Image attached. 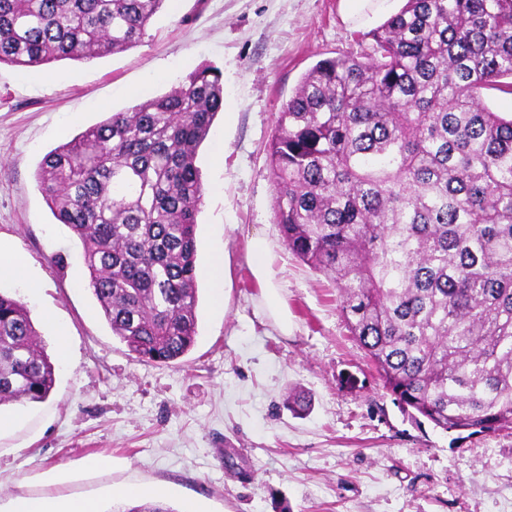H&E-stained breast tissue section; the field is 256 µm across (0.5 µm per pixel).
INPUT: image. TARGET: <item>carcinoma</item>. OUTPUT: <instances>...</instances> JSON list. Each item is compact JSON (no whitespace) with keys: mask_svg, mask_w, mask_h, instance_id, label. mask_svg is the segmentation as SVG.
I'll return each instance as SVG.
<instances>
[{"mask_svg":"<svg viewBox=\"0 0 512 512\" xmlns=\"http://www.w3.org/2000/svg\"><path fill=\"white\" fill-rule=\"evenodd\" d=\"M165 0H0V65L136 46ZM358 52L323 59L267 147L288 251L329 278L349 333L406 413L444 431L512 429V0H406ZM224 110L204 63L44 156L55 218L135 359L195 345L200 145ZM55 364L0 292V405L40 402Z\"/></svg>","mask_w":512,"mask_h":512,"instance_id":"carcinoma-1","label":"carcinoma"}]
</instances>
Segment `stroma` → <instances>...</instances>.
Instances as JSON below:
<instances>
[{
  "label": "stroma",
  "instance_id": "1",
  "mask_svg": "<svg viewBox=\"0 0 512 512\" xmlns=\"http://www.w3.org/2000/svg\"><path fill=\"white\" fill-rule=\"evenodd\" d=\"M377 26L347 19L341 0H166L130 50L0 65V244L25 256L40 292L13 276L0 290L27 305L56 358L50 395L16 406L18 424L0 433V504L93 494L123 512L112 489L137 484L177 512H512V430L460 440L402 412L348 333L332 282L288 253L275 224L267 146L283 102L317 61L357 50ZM204 63L223 73L224 110L196 161L197 261L227 254L224 306L199 279L196 344L159 366L113 336L81 244L35 174L50 150ZM256 235L292 315L285 336L263 316L248 267ZM57 324L70 337L64 360ZM295 394L304 408L289 407ZM98 456L111 470L86 471ZM56 471L69 480L47 483Z\"/></svg>",
  "mask_w": 512,
  "mask_h": 512
}]
</instances>
